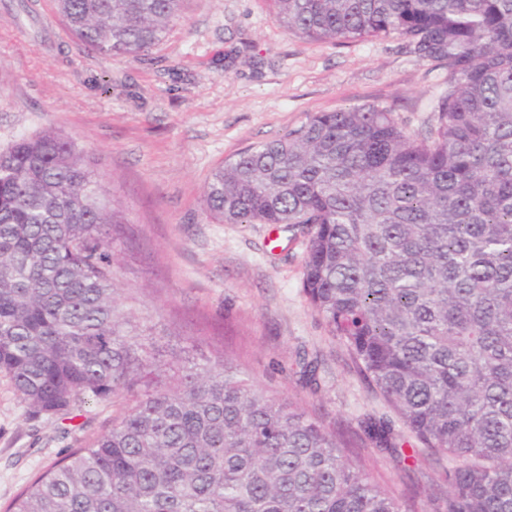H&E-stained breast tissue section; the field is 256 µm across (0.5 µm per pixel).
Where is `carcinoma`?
Here are the masks:
<instances>
[{
    "label": "carcinoma",
    "mask_w": 512,
    "mask_h": 512,
    "mask_svg": "<svg viewBox=\"0 0 512 512\" xmlns=\"http://www.w3.org/2000/svg\"><path fill=\"white\" fill-rule=\"evenodd\" d=\"M336 43L398 37L448 69L435 125L369 105L319 112L217 169L227 224L307 237L303 290L409 433L434 452V512H512V0H270ZM185 0H58L69 30L137 58ZM98 161L53 131L0 153V372L35 414L132 404L10 512H406L331 434L231 358L163 360L115 300ZM366 437L403 463L393 426Z\"/></svg>",
    "instance_id": "carcinoma-1"
}]
</instances>
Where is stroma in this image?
<instances>
[{
    "label": "stroma",
    "mask_w": 512,
    "mask_h": 512,
    "mask_svg": "<svg viewBox=\"0 0 512 512\" xmlns=\"http://www.w3.org/2000/svg\"><path fill=\"white\" fill-rule=\"evenodd\" d=\"M447 80L445 67L396 37L337 44L290 34L268 0H186L163 43L138 59L85 49L57 0H0V152L52 130L96 157L132 234L113 244L119 294L159 352L229 355L254 383L351 439L369 416L398 432L403 424L312 310L305 239L283 224L209 218L204 188L227 159L318 112L374 104L425 131ZM303 356L318 364L316 384L302 376ZM121 409L84 400L34 418L0 373V512ZM357 452L410 512H423L437 479L429 461L407 472L376 448Z\"/></svg>",
    "instance_id": "1"
}]
</instances>
